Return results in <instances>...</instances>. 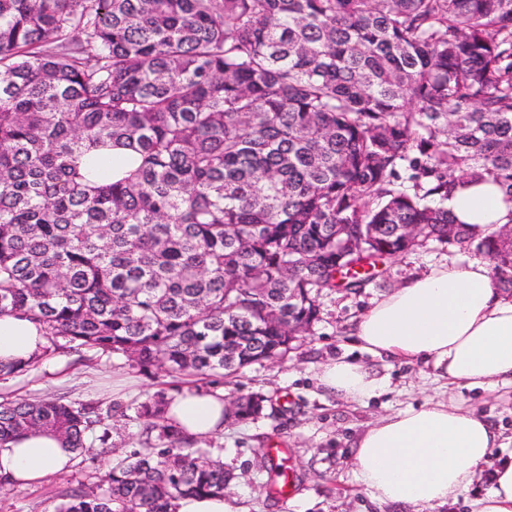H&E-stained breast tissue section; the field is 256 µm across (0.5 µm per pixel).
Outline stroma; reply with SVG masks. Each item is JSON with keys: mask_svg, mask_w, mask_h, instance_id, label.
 Wrapping results in <instances>:
<instances>
[{"mask_svg": "<svg viewBox=\"0 0 512 512\" xmlns=\"http://www.w3.org/2000/svg\"><path fill=\"white\" fill-rule=\"evenodd\" d=\"M472 255L436 241L390 258L384 273L355 291H326L319 299L320 319L297 349L284 358L244 368L232 377L198 380L201 389L223 390L232 399L250 393L268 396L261 418L229 422L223 435L211 438L221 451L225 469L234 476L224 492L234 512H402L374 502L358 481L351 459L353 441L381 417L428 401H452L483 416L501 434L491 464L478 473L456 501L434 512H470L471 502L489 486L493 466L512 458V384L490 389L449 385L432 362H402L362 350L351 329L370 302L407 284L438 264L457 265ZM348 360L372 368L384 388L360 402L327 392L318 381L322 364ZM181 381L162 372L144 373L126 358L87 359L65 352L40 362L28 374L0 379V398L54 395L71 402L100 400L125 405L146 393H176ZM281 447L291 488L287 497L267 494L269 470L262 455ZM108 455L75 465L24 489L0 488V512H54L62 494L87 475H105Z\"/></svg>", "mask_w": 512, "mask_h": 512, "instance_id": "35a3bbf8", "label": "stroma"}]
</instances>
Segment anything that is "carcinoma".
<instances>
[{
	"label": "carcinoma",
	"instance_id": "carcinoma-1",
	"mask_svg": "<svg viewBox=\"0 0 512 512\" xmlns=\"http://www.w3.org/2000/svg\"><path fill=\"white\" fill-rule=\"evenodd\" d=\"M118 145L137 166L95 182ZM468 181L512 201V0H0V314L47 339L0 376L61 351L201 378L282 358L323 291L419 245L402 224L486 255L511 293L512 244L444 206ZM168 399L134 404L141 447L55 512L224 495L230 473ZM263 402L236 398L235 417ZM114 411L0 402V444L51 430L110 454Z\"/></svg>",
	"mask_w": 512,
	"mask_h": 512
}]
</instances>
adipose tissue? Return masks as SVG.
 Masks as SVG:
<instances>
[{
	"label": "adipose tissue",
	"mask_w": 512,
	"mask_h": 512,
	"mask_svg": "<svg viewBox=\"0 0 512 512\" xmlns=\"http://www.w3.org/2000/svg\"><path fill=\"white\" fill-rule=\"evenodd\" d=\"M455 221L488 236L512 219V202L490 182L460 185L447 202ZM363 349L395 360H430L449 384L468 389L512 382V295L496 288L485 259L439 264L405 286L374 299L356 324ZM46 344L42 327L0 315V363L33 360ZM320 382L345 400L382 389L365 366L345 361L322 366ZM227 402L220 391L174 394L166 420L189 436L224 431ZM499 445L484 418L455 403L429 402L384 416L353 443L354 470L372 499L431 512L467 490ZM73 449L48 433L17 436L0 446V477L18 489L69 470ZM472 512H512V461L492 473V484Z\"/></svg>",
	"instance_id": "obj_1"
}]
</instances>
